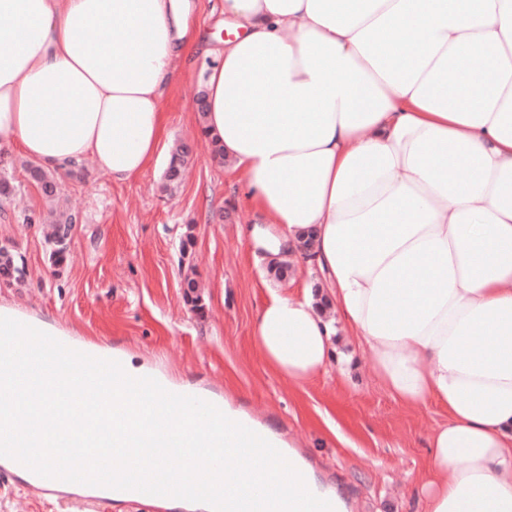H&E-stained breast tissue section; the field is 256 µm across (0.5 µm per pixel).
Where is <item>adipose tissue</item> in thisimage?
<instances>
[{
	"label": "adipose tissue",
	"instance_id": "1",
	"mask_svg": "<svg viewBox=\"0 0 512 512\" xmlns=\"http://www.w3.org/2000/svg\"><path fill=\"white\" fill-rule=\"evenodd\" d=\"M0 0V147L113 183L156 158L178 61L207 60L202 126L261 221L306 232L322 295L271 294L264 364L299 385L369 350L427 439L423 512H512V0ZM334 318L323 314V307ZM192 16L199 28L206 35H211L221 24L224 0H190Z\"/></svg>",
	"mask_w": 512,
	"mask_h": 512
}]
</instances>
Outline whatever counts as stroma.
<instances>
[{
	"label": "stroma",
	"instance_id": "1",
	"mask_svg": "<svg viewBox=\"0 0 512 512\" xmlns=\"http://www.w3.org/2000/svg\"><path fill=\"white\" fill-rule=\"evenodd\" d=\"M200 71L179 78L165 96V146L191 142L194 159L185 181L162 192L168 162L156 163L115 185L94 163L61 177L47 203L23 167L25 158L0 148V178L16 187V201L0 204V246L21 257L22 284L0 282V306L35 318L90 346L108 344L137 366L162 372L177 388L198 387L242 406L285 434L309 455L321 479L345 492L352 512H421L417 481L427 461V438L446 422L431 405L415 411L377 382L365 352L348 361L347 380L335 370L293 387L271 373L253 344L254 314L270 292L315 287L316 274L272 279L242 228L255 217L233 186L227 167L213 164L195 131L193 97ZM72 214L75 227L65 261L53 266L52 243L25 213L49 208ZM191 246H183L185 233ZM195 278L203 312L183 300L181 284ZM339 425L332 433L331 425ZM0 512H157L148 504L116 501L100 510L83 496L39 495L0 476Z\"/></svg>",
	"mask_w": 512,
	"mask_h": 512
}]
</instances>
